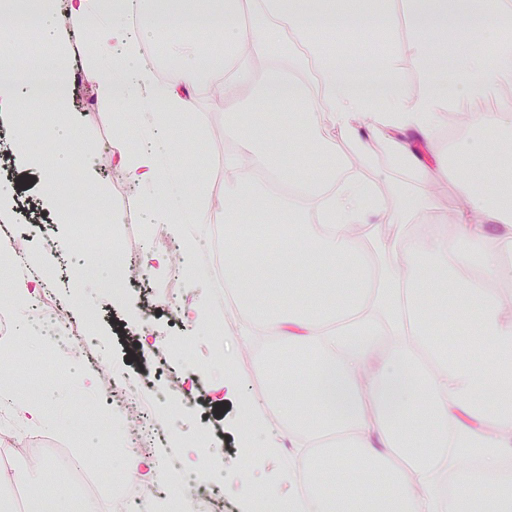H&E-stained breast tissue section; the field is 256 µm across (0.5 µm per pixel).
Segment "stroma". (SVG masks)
Wrapping results in <instances>:
<instances>
[{
  "label": "stroma",
  "mask_w": 512,
  "mask_h": 512,
  "mask_svg": "<svg viewBox=\"0 0 512 512\" xmlns=\"http://www.w3.org/2000/svg\"><path fill=\"white\" fill-rule=\"evenodd\" d=\"M379 8L393 18L390 35L374 43L356 42L343 34L340 42H355L368 60L378 51L391 52L403 79L419 87L424 74L411 61L412 31L405 0H381ZM57 37L68 48L69 110L60 116L51 107H33L32 124L43 130L63 123L70 128L68 147L76 161L56 184L59 202L87 198L99 186L113 216L80 238L59 210L45 206L42 162L55 156L60 145L43 137L33 151L38 165L21 168L8 161L0 167V184L15 191L9 231L22 240L26 260L47 278L72 321L83 323L88 356L105 366L118 384L145 386L156 396L150 422L159 435L149 456L154 461L174 460L176 467L159 469L155 496L144 510L131 506L127 512H168V496L181 491L188 477L222 501L224 512H251L253 492L274 481L280 460L293 451L287 424L256 428L249 421L250 412L270 411L275 380L267 367L274 356L286 354L288 346L280 336H250L252 313L246 304L225 306L229 269L209 252L214 225H198L190 237H180L176 225L157 216L156 195L123 177L118 158L128 151V138L141 140L145 134L127 128L130 105L99 104L96 82L84 67L90 32L64 24ZM285 44L277 57L279 65L288 76L301 79L312 98H321L316 67L303 45L291 38ZM214 88V83L203 84L184 125L167 128L166 133L182 145L183 194L204 189L212 211L220 215L225 209L224 170L242 158V137L254 109L247 87L227 81L220 95ZM230 100L238 106L233 123L225 110ZM358 169L393 202L412 192L440 208L441 223L409 225L411 237L426 241L440 235L453 240L456 177L412 183L387 152L374 150ZM108 245L127 249L138 273L134 282L113 283L101 253ZM148 251L170 256V264L147 268L143 256ZM0 364L9 367L11 377L32 374L44 383L38 398L43 421L19 423L12 408L2 406L0 442L22 443L40 436L67 450L66 458L38 462L0 445V460L9 462L0 481V507L17 512L19 489L45 486L65 488L72 512H90L91 505L71 472L75 466L96 471L114 495L126 494L127 462L134 450L125 411L107 399L102 380H89L87 366L76 362L70 349L57 338L40 334L10 347L8 355H0ZM227 378L235 381L234 391L222 404H212L211 386ZM268 440L276 441L279 448L276 458L264 460L258 449Z\"/></svg>",
  "instance_id": "1"
}]
</instances>
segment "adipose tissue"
I'll list each match as a JSON object with an SVG mask.
<instances>
[{
	"label": "adipose tissue",
	"mask_w": 512,
	"mask_h": 512,
	"mask_svg": "<svg viewBox=\"0 0 512 512\" xmlns=\"http://www.w3.org/2000/svg\"><path fill=\"white\" fill-rule=\"evenodd\" d=\"M373 0H263L256 24L235 20L242 0H69L68 20L94 33L86 60L100 103L135 99L136 128H159L170 117H186L191 98L206 76L225 74L248 87L253 100L270 108L288 105L287 137L245 135L243 148L273 177L274 190H249V178L228 165L226 198L256 205L301 241L287 258L244 260V237L231 235L234 264H245L232 280L263 324L286 333L289 350L311 347L303 373L305 397L270 400L292 433L295 460L309 458L315 477L308 493L293 492L294 464L282 466L272 495L280 512H512V304L493 284L512 275V166L479 160L467 145L435 152L424 161L416 142L433 143L438 110L449 105L470 125L512 127V113L479 111L478 103L512 88V0H408L413 28L412 57L426 79L408 86L393 60L363 64L339 58L328 34L362 28L375 33ZM27 14L46 37L59 19L53 0H0V15ZM141 23L126 25L127 15ZM170 20L190 26L188 38L169 47L173 60L156 79L146 45ZM293 36L319 68L324 87L315 100L306 86L268 64L272 50ZM453 58L444 80L432 78L439 60ZM62 52L49 74L34 75L0 62V99L24 86L26 101L6 120L29 129L30 108L44 102L68 110V74ZM332 114L339 134L362 141L368 121L395 162L418 181L447 178L456 169L463 201L455 240L420 242L399 233L379 246L372 267L358 246L372 217L411 224L438 214L425 196L392 208L388 195L351 172L350 162L320 140V117ZM123 175L157 191L159 215L189 232L212 221L203 193L171 204L180 180L169 141L123 154ZM287 185L288 195L277 193ZM311 202L317 223H304L291 196ZM498 225L489 234V225ZM308 266L313 277L301 301L283 302L294 271ZM482 278H475L473 269ZM455 314L466 337L462 354L450 353L430 327L431 315ZM394 337L385 357L380 339ZM454 473L457 489L439 498L431 488Z\"/></svg>",
	"instance_id": "obj_1"
}]
</instances>
